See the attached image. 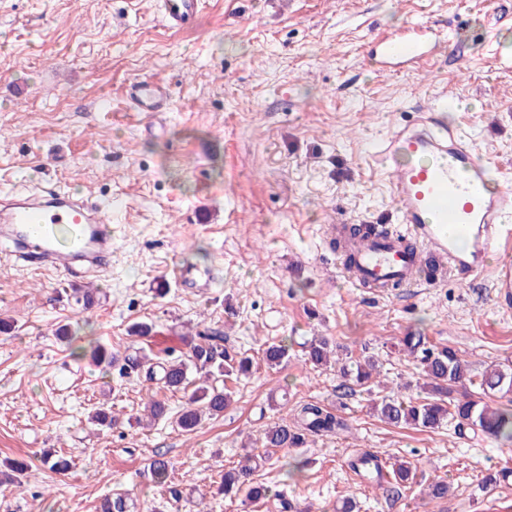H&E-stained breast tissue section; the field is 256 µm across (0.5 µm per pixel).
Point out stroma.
Wrapping results in <instances>:
<instances>
[{"mask_svg":"<svg viewBox=\"0 0 512 512\" xmlns=\"http://www.w3.org/2000/svg\"><path fill=\"white\" fill-rule=\"evenodd\" d=\"M159 0H0V193L38 183L66 187L112 209V266L84 280L90 308L68 300L70 281L14 265L0 246V462L23 460L19 483L0 486V512H98L127 490L150 512L163 489L147 472L169 459L184 497L168 512H332L357 497L361 512H512V446L482 433L394 426L373 413L385 395L422 396L403 353L411 333L450 347L472 381L491 365L512 369V311L485 275L430 288H355L336 266L326 225L395 221L386 176L367 161L411 118L416 101H447L448 120L477 155L512 176V71L493 47L512 49V0H205L197 23L165 27ZM501 8L493 34L485 15ZM433 22L448 29L420 71L382 72L366 59L374 32ZM167 85L163 111L139 112L127 83ZM207 270V288L168 281L169 268ZM154 326L164 355L180 337L223 330L249 356L227 379L232 402L196 431L133 424L145 405H184L183 393L109 372L85 349L137 348L128 328ZM77 338L59 339L60 326ZM327 337L342 360L374 358L378 382L342 396L338 367H313L304 344ZM288 357L268 367L265 346ZM318 402L346 428L302 448L264 450L265 429ZM117 423H89L98 407ZM51 448L67 471L44 469ZM367 451L403 458L416 477L401 495L356 476ZM268 454L253 475L258 501L219 491L245 454ZM447 481V498L428 486Z\"/></svg>","mask_w":512,"mask_h":512,"instance_id":"obj_1","label":"stroma"}]
</instances>
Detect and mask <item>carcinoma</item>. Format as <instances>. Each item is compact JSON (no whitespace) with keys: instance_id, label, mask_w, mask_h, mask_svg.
Instances as JSON below:
<instances>
[{"instance_id":"obj_1","label":"carcinoma","mask_w":512,"mask_h":512,"mask_svg":"<svg viewBox=\"0 0 512 512\" xmlns=\"http://www.w3.org/2000/svg\"><path fill=\"white\" fill-rule=\"evenodd\" d=\"M199 341L186 342L189 347L186 358L161 362L142 348L132 354L121 356L108 351L101 345L93 348L91 357L98 364L108 366L122 362V369L142 372L148 381L156 382L170 391H186L185 406L176 413L175 423L186 432L195 430L206 416L216 417L224 413L231 396L224 379L234 374L249 372L252 361L248 357L234 358L224 349V336L197 334ZM403 345L410 356L416 359L419 375L426 390L423 399H404L398 396H384L375 403L374 409L381 419L393 425H412L424 429H436L447 419L458 421L459 428L469 427L502 443H512V408L493 409L482 400L468 395L453 397L457 384L467 376V366L451 348H437L427 344L423 336H406ZM333 349L329 340L314 336L306 344L307 360L316 368L330 363ZM288 357V346L272 344L263 351L265 363L273 368ZM377 372L375 362L367 359L355 360L343 365L341 375L344 387L367 384ZM479 387L482 394L512 393V371L494 368L482 373ZM344 429V423L336 414L319 403H303L294 414L293 421L282 420L265 432L268 448H302L311 434L329 435ZM262 457L246 455L244 464L224 472L222 491L232 496L242 490L253 500L267 496L268 489L254 484L253 472L260 466ZM349 468L364 477L374 475L377 481H384L392 489H400L415 477L414 465L404 459H397L388 466L374 460V455L362 452L349 461ZM153 481L163 487L169 498L180 500L181 490L171 478V465L162 458H154L148 465ZM133 501L124 492H115L103 500L100 512H133Z\"/></svg>"}]
</instances>
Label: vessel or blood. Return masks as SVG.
Masks as SVG:
<instances>
[{
    "mask_svg": "<svg viewBox=\"0 0 512 512\" xmlns=\"http://www.w3.org/2000/svg\"><path fill=\"white\" fill-rule=\"evenodd\" d=\"M201 0H164L162 19L176 29L196 20ZM442 41L431 23L376 34L367 55L398 72L425 65ZM136 111H161L167 87L154 80L129 83ZM447 105L416 102L412 122L397 128L374 161L389 176L401 230L375 228L371 238H349L355 266L342 272L355 287L408 288L422 275L424 258L458 274L491 271L498 302L512 304V187L491 192L486 167L457 127ZM0 238L13 243L22 263L75 278L77 265L98 268L112 261V215L101 202L73 199L70 192L42 187L0 205Z\"/></svg>",
    "mask_w": 512,
    "mask_h": 512,
    "instance_id": "vessel-or-blood-1",
    "label": "vessel or blood"
}]
</instances>
